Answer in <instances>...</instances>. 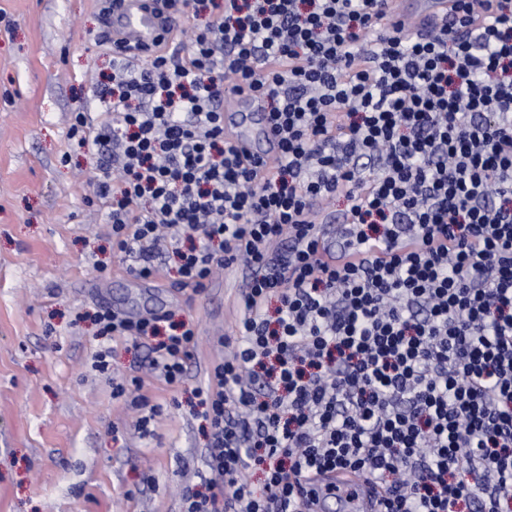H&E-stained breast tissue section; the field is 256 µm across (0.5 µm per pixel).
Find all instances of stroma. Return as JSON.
Wrapping results in <instances>:
<instances>
[{"mask_svg":"<svg viewBox=\"0 0 512 512\" xmlns=\"http://www.w3.org/2000/svg\"><path fill=\"white\" fill-rule=\"evenodd\" d=\"M103 0H0V512H181L205 472L208 425L196 387L224 355L240 315L241 271L204 292L172 274L132 286L112 249L108 209L68 130L116 53ZM148 305L191 321L182 383L151 373L145 345L100 338L96 310ZM109 366L95 368L99 351ZM143 380L162 404L148 433L112 386Z\"/></svg>","mask_w":512,"mask_h":512,"instance_id":"stroma-1","label":"stroma"}]
</instances>
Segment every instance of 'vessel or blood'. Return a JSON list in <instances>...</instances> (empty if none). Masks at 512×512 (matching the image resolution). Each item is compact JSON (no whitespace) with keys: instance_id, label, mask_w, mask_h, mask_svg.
<instances>
[{"instance_id":"1","label":"vessel or blood","mask_w":512,"mask_h":512,"mask_svg":"<svg viewBox=\"0 0 512 512\" xmlns=\"http://www.w3.org/2000/svg\"><path fill=\"white\" fill-rule=\"evenodd\" d=\"M451 7L450 0H418L406 12L389 9L382 22L388 26L401 20L408 28L420 31L439 23ZM178 28V16L156 6L152 0H116L112 10V45L117 50L131 44L150 49L167 31ZM224 130L245 153L259 162L274 159L276 138L264 104L254 94H225ZM329 481L343 488L357 489L365 512H375L378 491L364 477L344 472L330 476Z\"/></svg>"}]
</instances>
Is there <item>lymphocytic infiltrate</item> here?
<instances>
[{
	"label": "lymphocytic infiltrate",
	"mask_w": 512,
	"mask_h": 512,
	"mask_svg": "<svg viewBox=\"0 0 512 512\" xmlns=\"http://www.w3.org/2000/svg\"><path fill=\"white\" fill-rule=\"evenodd\" d=\"M388 2L167 0L217 17L180 61L114 64L95 135L73 113L131 275L166 255L199 293L248 270L236 340L195 391L210 476L182 512H305L341 471L378 512H512V0H453L435 35L381 27ZM228 90L265 98V174L224 131ZM335 197L337 252L311 218ZM95 320L183 381L193 324ZM327 484H336L342 488H354L360 492L361 502L364 511H374L378 509L376 499H378V490L375 489L364 477L350 472H344L330 476L324 480Z\"/></svg>",
	"instance_id": "lymphocytic-infiltrate-1"
}]
</instances>
